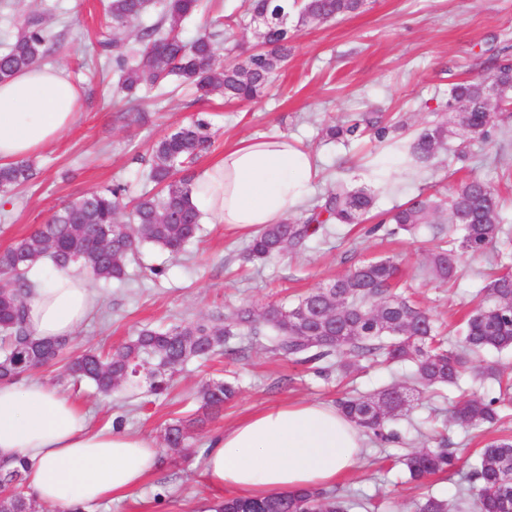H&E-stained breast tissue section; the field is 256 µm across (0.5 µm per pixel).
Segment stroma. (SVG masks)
<instances>
[{
    "mask_svg": "<svg viewBox=\"0 0 512 512\" xmlns=\"http://www.w3.org/2000/svg\"><path fill=\"white\" fill-rule=\"evenodd\" d=\"M105 5L106 0H0V36L26 15L42 14L57 41L50 62L63 66L81 93L75 124L41 149L34 158L33 183L0 207V251L87 191L116 181L127 185L132 197L150 190L144 169L152 143L199 116L208 118L213 131L210 149L195 164L199 171L239 139L288 136L311 153L319 171L312 196L325 194L340 178L355 187L371 186L364 165L380 158L385 162L382 178L391 188L380 194L379 211L405 203L423 187L449 192L459 179L475 173L497 186L512 218V147H499L502 133L512 134V112L499 114L497 132L489 142L474 143L470 158L458 160L453 151L441 152L438 167L424 169L416 179L402 172L387 144L366 139L344 145L320 135L323 126L359 112L401 115L408 134L417 133L453 84L488 71L491 58L512 48V0H368L359 13L300 27L286 63L258 100L228 103L215 95L200 101L187 87L163 96L148 91L145 109L151 120L131 126L118 118L106 97L111 71L94 77L85 66L106 25ZM201 227L199 238L178 261L147 245L130 263L126 282L93 283L97 307L73 336L70 355L116 349L147 324L164 328L224 317L242 307L286 305L354 265L385 257L399 263L404 295L452 328L477 305L480 275L490 268L485 258L465 257L456 282L429 279L424 272L432 239L428 228L388 237L340 225L304 250L252 265L244 261L249 232L206 220ZM153 266L165 267V275L152 277ZM229 347L230 354L189 362L175 374L168 393L156 400L144 379L104 398L88 385L72 384L64 361L34 371V378L82 406L92 428L111 426L123 414L128 430L159 443L167 424L177 419L188 423V453L160 452L158 468L140 488L97 512H205L213 496L202 478L210 435L268 405L287 400L333 403L404 381L407 375L404 368L382 369L359 357L350 374L335 370L321 377L313 366L277 356L263 340L236 338ZM219 378L237 379L238 397L219 415L196 421L194 391ZM447 416V399L426 396L409 417L393 422L400 441L367 440L361 460L338 480L334 494L374 498L378 512H414L413 502L424 495H456L465 484L464 472L437 475L419 487L406 482L400 464L403 455L431 447L430 420ZM502 435H512L510 409L482 434L448 427L453 448L470 457Z\"/></svg>",
    "mask_w": 512,
    "mask_h": 512,
    "instance_id": "obj_1",
    "label": "stroma"
}]
</instances>
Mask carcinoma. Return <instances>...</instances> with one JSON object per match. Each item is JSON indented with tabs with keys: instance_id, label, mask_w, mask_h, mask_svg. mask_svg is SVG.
Returning <instances> with one entry per match:
<instances>
[{
	"instance_id": "cac0c4a2",
	"label": "carcinoma",
	"mask_w": 512,
	"mask_h": 512,
	"mask_svg": "<svg viewBox=\"0 0 512 512\" xmlns=\"http://www.w3.org/2000/svg\"><path fill=\"white\" fill-rule=\"evenodd\" d=\"M202 0H108L106 16L112 34L99 42L98 56L112 67L115 104L123 118L147 120L136 105L143 89H164L173 81L193 86L198 99L220 94L232 101H252L263 92L269 78L288 59L298 27L339 16L356 14L365 0H249L251 23L262 19L263 53L221 65L220 39L223 22L217 20L197 36L182 35L184 22L199 9ZM294 15V27L281 18ZM52 37L39 15L26 16L15 26L0 50V83L17 72L46 62ZM486 77L455 84L445 102L446 111L430 113L420 133L405 144L404 166L416 172L433 164L446 149L448 138L458 135L463 143L485 141L498 112L512 102L489 101L488 87L496 84L512 93V59L508 54L492 60ZM396 127L379 112L364 113L350 121L322 130L328 141L348 142L368 136L380 143L395 141ZM211 123L198 118L160 137L151 146L147 179L157 189L126 202L121 183L88 191L63 204L46 223L0 253V381H17L33 369L61 358L70 341L35 339L28 328L27 300L35 285L27 273L32 261L45 257L54 271L66 272L78 264L105 284L127 279V265L139 247L151 244L177 256L200 231L202 215L190 196L192 165L211 145ZM32 161L0 166V195L11 196L35 178ZM377 191L349 186L338 179L334 188L316 198L300 216L259 229L247 247V259L255 263L296 252L316 237L330 234L331 225L379 221L370 232L414 233L430 219L448 213L465 221L452 223L448 234L434 233L438 240L428 255L430 277L441 283L456 281L460 258L480 257L498 238L507 223L496 186L470 175L450 193L419 191L399 207L373 215ZM394 228L388 229L386 225ZM495 260L502 270L486 277L481 303L462 320L452 338L445 337L435 319L424 309L394 291L400 268L390 258L363 262L345 274L321 283L292 304L261 311L241 308L224 320L199 319L166 329L144 327L112 352L88 350L71 357L67 375L87 381L96 391L109 395L132 385L149 371V391L165 394L172 375L191 359L208 360L226 352L235 336H267L271 350L296 363H324L348 369L351 357H373L383 364L409 367V386L390 385L365 396L344 398L338 409L363 433L381 442L400 440L389 423L411 402L438 387H458L469 368V357L512 350V270L502 254ZM481 376L498 384V393L462 399L452 405L451 418L471 430L489 429L500 420L501 406L512 404V380L495 367ZM238 391L231 380H208L196 393L200 409L217 414ZM183 421L169 424L164 442L171 450L189 447ZM408 481L423 480L451 470H466V486L446 501L428 496L415 504L416 512H512V437L488 442L474 460L447 448L441 439L436 447L406 454L401 459ZM25 463L0 468V512H21L35 502L21 489ZM351 496H330L322 490L305 489L265 499L230 496L218 512H349Z\"/></svg>"
}]
</instances>
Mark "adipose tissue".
Instances as JSON below:
<instances>
[{
    "instance_id": "ef3b65f1",
    "label": "adipose tissue",
    "mask_w": 512,
    "mask_h": 512,
    "mask_svg": "<svg viewBox=\"0 0 512 512\" xmlns=\"http://www.w3.org/2000/svg\"><path fill=\"white\" fill-rule=\"evenodd\" d=\"M79 92L62 66H36L0 83V165L27 159L69 129ZM318 170L292 139L247 138L193 181L194 206L216 223L258 230L277 224L307 199ZM29 270L34 336H73L97 305L89 275L79 268ZM366 436L326 403H280L210 436L204 479L215 495L264 498L335 485L358 462ZM25 461L27 486L56 512H84L125 498L154 469L153 439L127 430H94L68 396L37 380L0 383V465Z\"/></svg>"
}]
</instances>
